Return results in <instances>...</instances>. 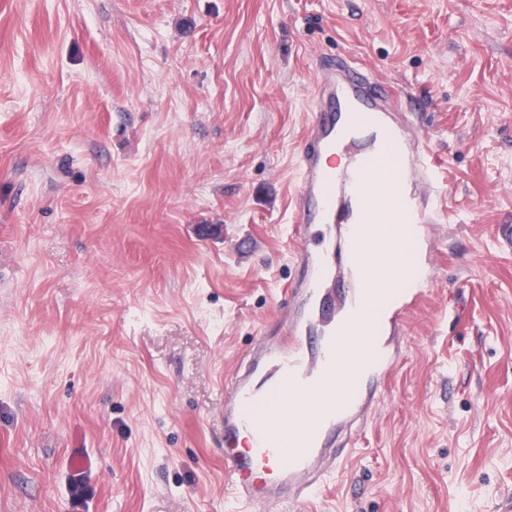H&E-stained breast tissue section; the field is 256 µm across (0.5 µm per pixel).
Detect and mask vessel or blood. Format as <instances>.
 <instances>
[{"mask_svg": "<svg viewBox=\"0 0 512 512\" xmlns=\"http://www.w3.org/2000/svg\"><path fill=\"white\" fill-rule=\"evenodd\" d=\"M427 144L402 112L396 93L349 55L324 61L315 82L298 157V181L288 226L304 277L279 297L278 332H263L246 362L224 380V471L234 499L253 512L272 504L319 496L331 471L352 468L348 438L365 421L373 396L362 382L342 376L337 349L344 336L380 310L385 335L367 377L377 383L401 350L389 342L407 312L435 278L431 260L420 272L393 271L385 289L359 272L364 245L379 248L369 227L396 208L401 223L422 239L447 212ZM301 393L320 408L319 419L294 414L288 437L257 421L256 410Z\"/></svg>", "mask_w": 512, "mask_h": 512, "instance_id": "1", "label": "vessel or blood"}]
</instances>
